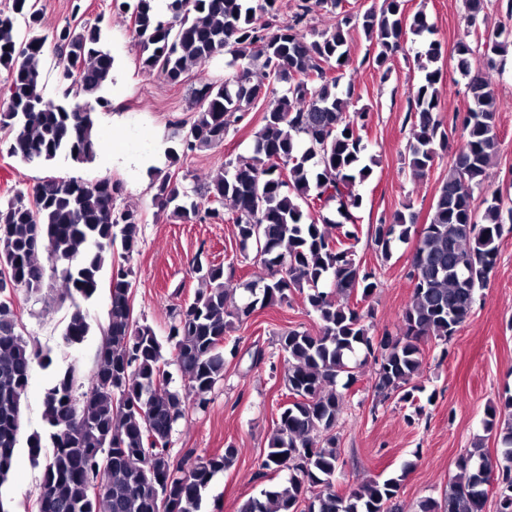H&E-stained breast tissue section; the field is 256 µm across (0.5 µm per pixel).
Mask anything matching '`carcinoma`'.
<instances>
[{"label": "carcinoma", "mask_w": 512, "mask_h": 512, "mask_svg": "<svg viewBox=\"0 0 512 512\" xmlns=\"http://www.w3.org/2000/svg\"><path fill=\"white\" fill-rule=\"evenodd\" d=\"M404 0H382L379 10L361 17V28L375 48L373 64L385 65L406 31H431L423 14L407 18ZM278 0H166L167 15L155 0H132L133 33L143 47L141 69L178 84L194 67L217 56L228 58L224 79L194 89L196 115L190 125H173L170 138L182 154L218 146L231 127L243 122L258 103L273 97L263 112L252 153L225 163L212 178L208 201H196L187 188L154 169V201L178 218L234 226L242 250L253 249L268 270L248 288L250 300L229 312L232 289L224 266L194 260L191 273L207 285L192 302L174 308L166 337L133 316L131 262L137 252L141 220L120 208L122 185L110 178L86 182L46 177L29 190L0 202V269L11 274L14 289L40 294L61 286L72 301L62 339L81 344L90 331L79 301L92 299L101 273L110 269V307L98 364L88 389L76 394L79 372L73 365L56 372L43 396L47 438L52 451L44 461L38 502L42 512H200L215 474L231 468L239 454L232 445L221 454L176 461L171 434L187 407L205 408L208 395L224 377V340L234 322L257 307L282 303L293 288L306 289L308 304L320 321L312 334L296 329L279 338L285 362L282 381L292 396L268 443L261 468L288 473L283 483L245 500L239 512H393L399 477L370 479L349 493L333 490L341 473L340 452L332 434L355 380L348 359L363 348L380 349L376 388L406 400L420 370V343L447 342L470 316L478 290L494 268L502 224L512 221L497 194L485 200L483 215L473 207L497 155L498 102L490 72L512 44V28L487 35L485 70L472 72L471 47L456 48V68L468 78L470 106L453 118L462 144L434 203L431 222L416 231L414 214L395 213L374 230L382 258L395 240L417 232L410 276L414 289L398 333L373 343L367 315L350 303L354 292L367 296L377 287L375 273L355 259L359 187L372 167L364 163L363 132L370 113L349 111L352 89L339 91L349 62L346 27L350 17L337 9L342 0H301L300 12L278 22ZM319 10L338 16L336 25L305 33L302 22ZM60 51L59 95L47 100L39 69L47 36L34 0H11L0 10V70L10 74L0 107V152L23 164L48 166L64 155L92 161L99 149L97 109L110 101L101 91L112 80L114 59L101 41L98 25H69L53 34ZM420 56L423 78L416 89L414 136L408 167L415 178L434 165L437 147L448 133L437 115L441 57L437 40ZM121 246V260L113 258ZM47 254L40 262L38 252ZM48 368V351L18 332L14 302L0 300V488L7 483L22 429L23 400L34 363ZM177 364L193 393L187 401L170 388L168 367ZM345 383H339L341 378ZM504 418L491 410L485 430L496 431L502 460L484 457L483 439L457 463L449 490L437 501L427 498L420 512H484L485 485L498 471L503 494L496 512H512V394ZM101 487L92 495L91 484Z\"/></svg>", "instance_id": "obj_1"}]
</instances>
